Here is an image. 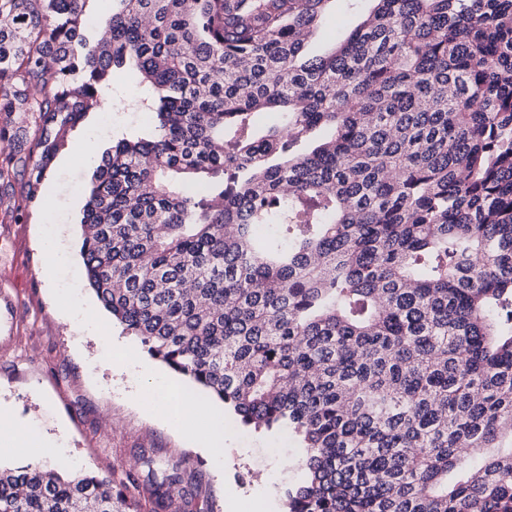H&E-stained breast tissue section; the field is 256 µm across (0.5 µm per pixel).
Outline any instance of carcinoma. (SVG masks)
<instances>
[{
    "label": "carcinoma",
    "mask_w": 512,
    "mask_h": 512,
    "mask_svg": "<svg viewBox=\"0 0 512 512\" xmlns=\"http://www.w3.org/2000/svg\"><path fill=\"white\" fill-rule=\"evenodd\" d=\"M0 0V139L68 132L129 71L154 114L91 177L82 273L153 358L302 440L286 512H512V0ZM107 41L97 38L101 25ZM260 113L284 129L264 134ZM118 489L0 468V512H193L195 473Z\"/></svg>",
    "instance_id": "cac0c4a2"
}]
</instances>
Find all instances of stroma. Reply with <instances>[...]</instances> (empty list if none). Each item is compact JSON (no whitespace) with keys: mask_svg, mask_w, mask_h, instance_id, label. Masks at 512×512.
I'll use <instances>...</instances> for the list:
<instances>
[{"mask_svg":"<svg viewBox=\"0 0 512 512\" xmlns=\"http://www.w3.org/2000/svg\"><path fill=\"white\" fill-rule=\"evenodd\" d=\"M151 117L128 82L114 77L110 123L89 115L70 131L42 182L45 207L27 206V175L0 182V401L35 434L55 442V449L39 452L46 465H54L57 451L72 470L107 476L139 468L145 455L163 469L180 461L197 473V512H251L256 503L262 512H284L285 492L300 478L298 439L287 430L243 426L226 411L224 445L208 451L164 423V402L132 401L130 388L145 385L147 370L162 364L113 322L78 276L79 220L98 158L76 165L71 157L84 141L103 150L122 134L146 130ZM53 216L61 227L50 224ZM57 230L62 248L50 272L43 243ZM111 335L127 345L129 371L104 364ZM258 466L269 472L263 488L252 483Z\"/></svg>","mask_w":512,"mask_h":512,"instance_id":"obj_1","label":"stroma"}]
</instances>
